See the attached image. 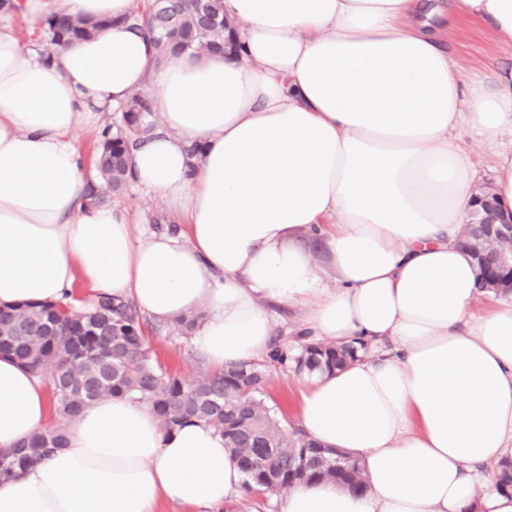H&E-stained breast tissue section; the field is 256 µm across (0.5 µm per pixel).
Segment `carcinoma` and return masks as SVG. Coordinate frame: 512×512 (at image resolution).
I'll return each instance as SVG.
<instances>
[{"label":"carcinoma","mask_w":512,"mask_h":512,"mask_svg":"<svg viewBox=\"0 0 512 512\" xmlns=\"http://www.w3.org/2000/svg\"><path fill=\"white\" fill-rule=\"evenodd\" d=\"M128 21L152 36L159 59L189 48L222 50L229 30L224 0H153L147 10L132 11ZM102 27L70 13H56L39 31L37 42L43 54L50 56L57 47ZM149 112L146 93L138 92L102 130L94 160L96 175L85 186L87 198L98 201L105 193L118 195L125 190L130 147L141 143L154 127L144 121ZM484 235L483 225H467L458 245L468 252L480 249L482 286L494 283L491 292L507 296L512 293V277L499 272V251L483 242ZM203 317L201 312L184 317L171 331L187 338ZM355 352L351 344L304 343L292 369L308 375L331 372L356 359ZM0 354L32 368L47 381L55 412L64 421L77 418L94 401L123 395L150 404L167 431L193 419L208 424L224 436L225 448L237 460L248 491L256 485L276 495L291 486L321 480L353 493L366 490L357 459L347 454L343 466H336L333 450L290 424L277 404L264 396L267 363L288 365V352L278 341L266 363L180 377L155 357L136 306L98 293L82 309L67 296L58 302L0 308ZM65 444L60 426L33 434L14 452L0 456V478ZM496 471L497 486L511 491L512 457H504ZM270 475L277 478L273 484L268 482Z\"/></svg>","instance_id":"1"}]
</instances>
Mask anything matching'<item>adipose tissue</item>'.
Segmentation results:
<instances>
[{
	"label": "adipose tissue",
	"mask_w": 512,
	"mask_h": 512,
	"mask_svg": "<svg viewBox=\"0 0 512 512\" xmlns=\"http://www.w3.org/2000/svg\"><path fill=\"white\" fill-rule=\"evenodd\" d=\"M135 0H11L37 29L60 9L109 19L51 59L0 24V307L84 281L153 320L205 317L195 353L221 370L266 356V306L304 335L369 357L313 377L300 427L362 463L367 490L330 481L276 512H512L484 474L512 454V300L483 301L456 239L476 207L459 129L494 145L491 186L512 214V65L462 71L436 19L488 23L512 45V0H224L233 48L155 63L126 23ZM146 92L156 118L132 179L184 224L140 237L117 203L84 193L75 133ZM197 155H190L191 146ZM318 236L329 269L290 242ZM51 398L0 355V453L48 423ZM244 476L212 427L161 428L127 397L92 403L66 447L0 479V512H221Z\"/></svg>",
	"instance_id": "1"
}]
</instances>
